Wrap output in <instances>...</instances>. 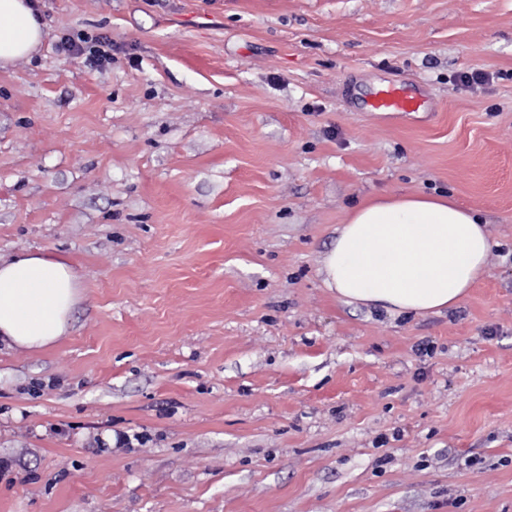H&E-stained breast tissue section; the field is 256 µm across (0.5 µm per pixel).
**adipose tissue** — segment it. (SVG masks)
<instances>
[{
  "label": "adipose tissue",
  "mask_w": 512,
  "mask_h": 512,
  "mask_svg": "<svg viewBox=\"0 0 512 512\" xmlns=\"http://www.w3.org/2000/svg\"><path fill=\"white\" fill-rule=\"evenodd\" d=\"M44 36L31 0H0V68L36 53ZM491 247L484 221L452 197L391 195L349 213L321 270L346 304L424 315L467 296ZM78 296L77 276L62 258L0 257V341L19 349L55 344L69 331Z\"/></svg>",
  "instance_id": "ef3b65f1"
}]
</instances>
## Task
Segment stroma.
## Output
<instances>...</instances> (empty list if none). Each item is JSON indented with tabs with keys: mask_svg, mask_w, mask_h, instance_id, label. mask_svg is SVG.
Segmentation results:
<instances>
[{
	"mask_svg": "<svg viewBox=\"0 0 512 512\" xmlns=\"http://www.w3.org/2000/svg\"><path fill=\"white\" fill-rule=\"evenodd\" d=\"M37 2L0 255L64 258L79 300L0 345V512H512V0ZM77 31L110 68L57 55ZM390 83L419 110L373 111ZM434 191L488 223L469 294L339 301L349 210ZM112 39L106 34L90 35L84 32L63 33L56 45L57 54L83 58L90 68L104 70L112 64Z\"/></svg>",
	"mask_w": 512,
	"mask_h": 512,
	"instance_id": "1",
	"label": "stroma"
}]
</instances>
